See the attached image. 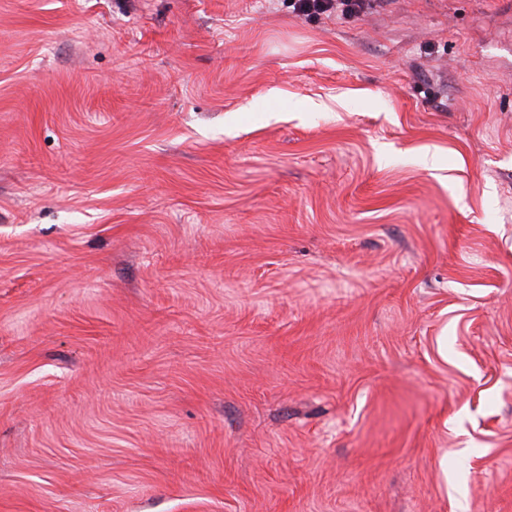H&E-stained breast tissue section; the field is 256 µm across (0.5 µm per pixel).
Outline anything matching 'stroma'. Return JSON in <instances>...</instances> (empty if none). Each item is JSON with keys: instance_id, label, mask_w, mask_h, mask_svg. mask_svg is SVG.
Segmentation results:
<instances>
[{"instance_id": "obj_1", "label": "stroma", "mask_w": 512, "mask_h": 512, "mask_svg": "<svg viewBox=\"0 0 512 512\" xmlns=\"http://www.w3.org/2000/svg\"><path fill=\"white\" fill-rule=\"evenodd\" d=\"M0 512H512V0H0ZM293 9L301 15L316 12L330 15L340 12L345 17L360 16L368 5V0H293Z\"/></svg>"}]
</instances>
